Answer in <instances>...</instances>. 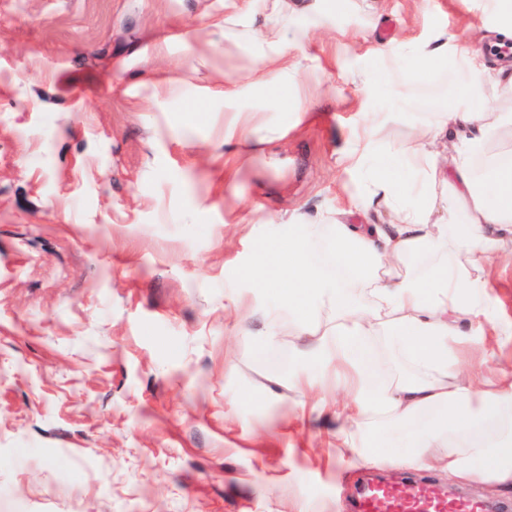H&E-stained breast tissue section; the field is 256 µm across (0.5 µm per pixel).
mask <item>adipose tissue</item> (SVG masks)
Returning a JSON list of instances; mask_svg holds the SVG:
<instances>
[{
    "mask_svg": "<svg viewBox=\"0 0 512 512\" xmlns=\"http://www.w3.org/2000/svg\"><path fill=\"white\" fill-rule=\"evenodd\" d=\"M303 32L271 28L257 40L251 85L290 83L288 49ZM456 56L464 88L449 87L410 136L380 145L375 132L405 117L395 96L351 130L344 172L357 181L350 208L318 212L272 236L248 272L272 294L262 306L254 347L284 336L298 363L289 379L303 406L329 414L336 445L350 462L438 469L449 479L512 488V377L473 378L465 355L489 357V336L512 341V325L493 319L482 287L487 261L512 258V165L475 164L505 127L462 99L481 87H512V69L476 61L467 48L435 38L397 58L381 45L380 85L411 82ZM360 212L362 223L346 220Z\"/></svg>",
    "mask_w": 512,
    "mask_h": 512,
    "instance_id": "adipose-tissue-1",
    "label": "adipose tissue"
}]
</instances>
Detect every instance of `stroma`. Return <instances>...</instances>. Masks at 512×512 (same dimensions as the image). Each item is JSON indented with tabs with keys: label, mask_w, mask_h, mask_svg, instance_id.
Returning <instances> with one entry per match:
<instances>
[{
	"label": "stroma",
	"mask_w": 512,
	"mask_h": 512,
	"mask_svg": "<svg viewBox=\"0 0 512 512\" xmlns=\"http://www.w3.org/2000/svg\"><path fill=\"white\" fill-rule=\"evenodd\" d=\"M224 0H0V512H351L370 468L348 467L335 425L272 415L295 399L280 338L240 335L265 296L226 289L267 247L257 224L344 206L339 156L379 43L459 44L486 0H327L301 16L290 85L236 106L264 141H224V89L257 66ZM462 79L424 75V92ZM512 322V263L485 265Z\"/></svg>",
	"instance_id": "stroma-1"
}]
</instances>
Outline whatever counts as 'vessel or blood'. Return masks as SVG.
<instances>
[{
  "mask_svg": "<svg viewBox=\"0 0 512 512\" xmlns=\"http://www.w3.org/2000/svg\"><path fill=\"white\" fill-rule=\"evenodd\" d=\"M353 512H491L486 504L456 496H432L420 483L368 481L353 504Z\"/></svg>",
  "mask_w": 512,
  "mask_h": 512,
  "instance_id": "vessel-or-blood-1",
  "label": "vessel or blood"
}]
</instances>
